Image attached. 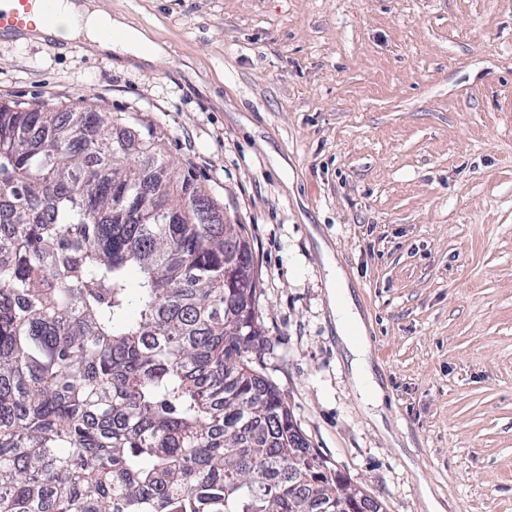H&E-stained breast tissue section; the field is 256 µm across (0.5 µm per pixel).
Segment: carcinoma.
I'll return each mask as SVG.
<instances>
[{
    "mask_svg": "<svg viewBox=\"0 0 512 512\" xmlns=\"http://www.w3.org/2000/svg\"><path fill=\"white\" fill-rule=\"evenodd\" d=\"M2 198L0 512H383L249 364L251 243L192 172L90 103L1 101Z\"/></svg>",
    "mask_w": 512,
    "mask_h": 512,
    "instance_id": "1",
    "label": "carcinoma"
}]
</instances>
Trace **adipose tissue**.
I'll use <instances>...</instances> for the list:
<instances>
[{
    "mask_svg": "<svg viewBox=\"0 0 512 512\" xmlns=\"http://www.w3.org/2000/svg\"><path fill=\"white\" fill-rule=\"evenodd\" d=\"M56 8L58 22L55 26L47 27L40 19H33L24 33L25 38L38 41L80 38L91 52L129 56L144 63L154 62L164 53L162 44L153 40L146 30L135 27L125 16L99 11L91 0H58ZM111 30L122 32V40L110 41L107 33ZM333 301L336 305L337 332L352 356L353 385L365 402L378 404L382 391L370 366L367 350L349 332L350 327L360 325L361 318L350 299L344 278L335 281Z\"/></svg>",
    "mask_w": 512,
    "mask_h": 512,
    "instance_id": "1",
    "label": "adipose tissue"
}]
</instances>
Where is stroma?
<instances>
[{"mask_svg": "<svg viewBox=\"0 0 512 512\" xmlns=\"http://www.w3.org/2000/svg\"><path fill=\"white\" fill-rule=\"evenodd\" d=\"M167 47L0 35V100L111 113L245 225L253 368L385 512H512V0H95ZM372 342L366 406L330 307ZM333 289H335L332 301L335 306L336 328L340 339L352 355L350 365L354 388L365 402L378 404L382 391L370 366L366 347L358 340L357 336H351L349 332L350 326L354 325L358 333L362 332V335L366 333L361 318L354 309L342 274H336L335 288ZM341 302H344L343 306H340Z\"/></svg>", "mask_w": 512, "mask_h": 512, "instance_id": "stroma-1", "label": "stroma"}]
</instances>
